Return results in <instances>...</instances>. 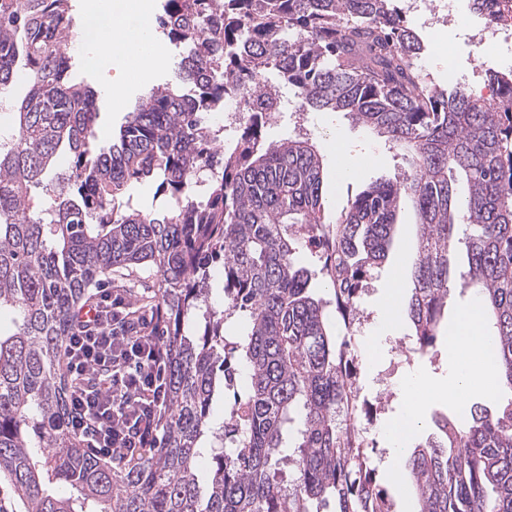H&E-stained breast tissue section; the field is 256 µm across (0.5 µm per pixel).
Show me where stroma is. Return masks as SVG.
<instances>
[{"label": "stroma", "mask_w": 512, "mask_h": 512, "mask_svg": "<svg viewBox=\"0 0 512 512\" xmlns=\"http://www.w3.org/2000/svg\"><path fill=\"white\" fill-rule=\"evenodd\" d=\"M459 22L426 23L423 15L407 12L409 27L415 29L425 46L419 63L423 76L432 82L447 86L449 67L464 71L473 68L500 69L504 62L497 47L479 44L474 38L476 16L469 9V0H459ZM304 130L316 142L324 158L323 191L326 197V219L335 221L346 208L349 200L380 179H395L405 166V161L395 150L365 128L354 125L344 113L328 111L308 112ZM350 154L359 157L362 165L347 180L336 179L334 166L336 157ZM397 235L391 245L386 268L368 276L364 282L360 308L371 319L369 328L378 331L380 325L389 328V348L382 360L373 367L361 368L358 383L366 398L376 405L373 423L366 436L370 445V466L374 468L377 481L388 487L396 503V512H413L415 501L408 482L392 483L395 473L389 467V446L386 436L388 423L398 418L404 407L402 382L413 370L421 368L432 376L441 377L448 371V347L446 340H439L433 353H412L404 356L395 353L394 345L407 339L410 332L405 319L391 315L385 308V297H403L411 286L408 260L415 242V215L411 208H403L399 214ZM399 269V279H392L391 269Z\"/></svg>", "instance_id": "1"}]
</instances>
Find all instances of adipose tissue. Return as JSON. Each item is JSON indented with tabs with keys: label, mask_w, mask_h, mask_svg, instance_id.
<instances>
[{
	"label": "adipose tissue",
	"mask_w": 512,
	"mask_h": 512,
	"mask_svg": "<svg viewBox=\"0 0 512 512\" xmlns=\"http://www.w3.org/2000/svg\"><path fill=\"white\" fill-rule=\"evenodd\" d=\"M153 13L151 0H110L105 7L95 0L85 4L80 30L85 65L95 72L112 71L117 75L104 87L101 110L109 111L123 103L128 81L151 84L155 74L168 66V46L154 32ZM486 351L482 321L472 304L459 313L448 331L447 375L437 379L416 371L405 378L404 416L388 428L396 447H406L429 400L462 403L468 396L495 391V367L488 361Z\"/></svg>",
	"instance_id": "obj_1"
}]
</instances>
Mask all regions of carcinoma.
<instances>
[{"label": "carcinoma", "instance_id": "cac0c4a2", "mask_svg": "<svg viewBox=\"0 0 512 512\" xmlns=\"http://www.w3.org/2000/svg\"><path fill=\"white\" fill-rule=\"evenodd\" d=\"M403 14L402 0H164L159 27L182 47L173 82L151 88L104 149L90 139L97 91L65 50L71 0H0V95L27 74L0 142V314L15 315L0 332V477L20 512H394L351 446L345 344L296 253L305 243L321 254L345 320L363 279L387 261L406 203L417 222L403 312L416 350L433 351L449 297L468 288L498 380L512 389V70L486 73L492 100L428 81L423 42ZM282 85L294 111L346 113L410 172L372 183L326 222L312 138L262 135L264 98ZM231 98L245 107L226 145L209 116ZM202 174L208 196L197 202L191 181ZM145 179L168 193L163 209L126 198ZM33 188L47 207L33 203ZM460 244L467 267L453 277ZM145 265L159 293L129 285L126 298L133 310L159 307L166 400L157 446L113 467L68 426L66 340L90 289ZM228 311L247 313L231 347ZM236 354L248 395L216 432L212 400L235 381ZM434 426L403 452L417 512H512V401ZM199 458L209 460L204 487ZM54 482L77 496H54Z\"/></svg>", "mask_w": 512, "mask_h": 512}]
</instances>
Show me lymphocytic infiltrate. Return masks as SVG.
<instances>
[{
    "label": "lymphocytic infiltrate",
    "instance_id": "lymphocytic-infiltrate-1",
    "mask_svg": "<svg viewBox=\"0 0 512 512\" xmlns=\"http://www.w3.org/2000/svg\"><path fill=\"white\" fill-rule=\"evenodd\" d=\"M68 368L97 374L72 400V427L89 448L128 459L155 447L166 359L153 319L130 312L120 288H98L66 342Z\"/></svg>",
    "mask_w": 512,
    "mask_h": 512
}]
</instances>
